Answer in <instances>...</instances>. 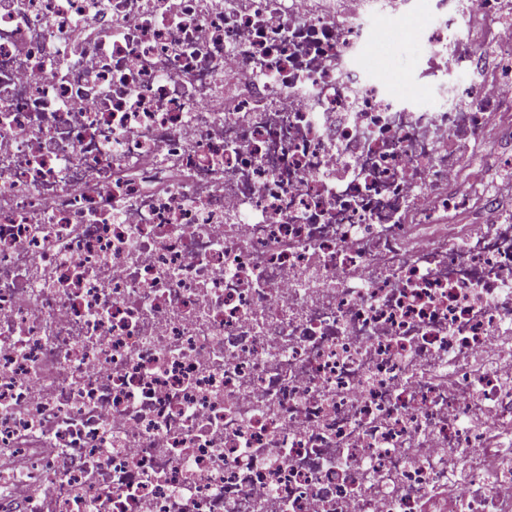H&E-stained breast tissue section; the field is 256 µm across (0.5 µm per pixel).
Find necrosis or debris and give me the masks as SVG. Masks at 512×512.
<instances>
[{"label":"necrosis or debris","mask_w":512,"mask_h":512,"mask_svg":"<svg viewBox=\"0 0 512 512\" xmlns=\"http://www.w3.org/2000/svg\"><path fill=\"white\" fill-rule=\"evenodd\" d=\"M318 2L0 0V512H512V0ZM423 52L422 43L408 34L397 35L378 55L380 69L391 71H411L415 68Z\"/></svg>","instance_id":"1"}]
</instances>
